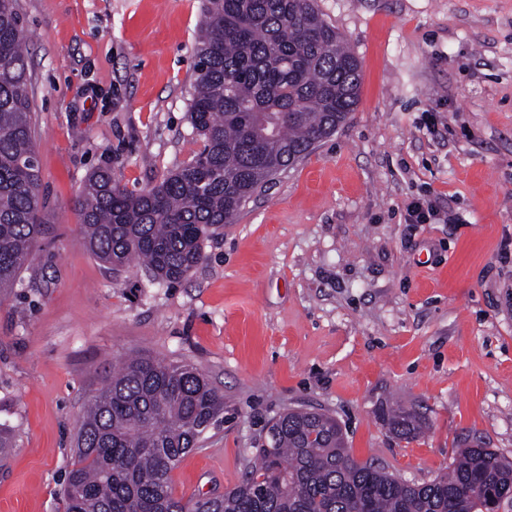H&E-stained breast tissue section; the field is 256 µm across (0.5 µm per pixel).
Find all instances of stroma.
I'll return each mask as SVG.
<instances>
[{"label": "stroma", "instance_id": "1", "mask_svg": "<svg viewBox=\"0 0 512 512\" xmlns=\"http://www.w3.org/2000/svg\"><path fill=\"white\" fill-rule=\"evenodd\" d=\"M316 5L359 60L355 111L168 286L94 259L75 203L94 169L137 193L201 148V0H18L47 232L0 302V512H65L84 406L134 353L224 395L172 472L186 500L242 481L297 408L415 483L467 433L512 459V0ZM417 199L427 223L406 221ZM385 404L419 410V437L392 435Z\"/></svg>", "mask_w": 512, "mask_h": 512}]
</instances>
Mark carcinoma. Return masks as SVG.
Here are the masks:
<instances>
[{
  "mask_svg": "<svg viewBox=\"0 0 512 512\" xmlns=\"http://www.w3.org/2000/svg\"><path fill=\"white\" fill-rule=\"evenodd\" d=\"M17 0H0V301L45 233L32 135L28 56ZM189 105L203 149L159 184L132 194L93 170L75 203L87 250L120 271L136 265L180 282L204 241L323 136L359 100L360 66L315 0H205ZM224 412L197 369L137 355L88 401L63 487L67 512H481L512 503V461L475 436L450 471L422 484L357 461L327 413L291 410L242 482L185 502L171 473ZM398 438L419 432L414 410L381 408Z\"/></svg>",
  "mask_w": 512,
  "mask_h": 512,
  "instance_id": "1",
  "label": "carcinoma"
}]
</instances>
